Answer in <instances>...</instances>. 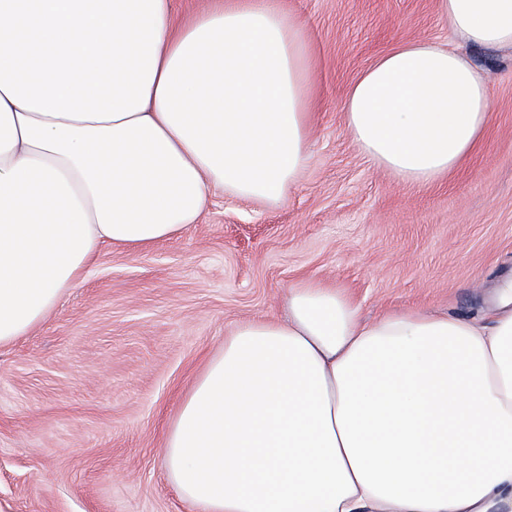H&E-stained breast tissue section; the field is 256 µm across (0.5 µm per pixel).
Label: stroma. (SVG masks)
Masks as SVG:
<instances>
[{"instance_id":"1","label":"stroma","mask_w":512,"mask_h":512,"mask_svg":"<svg viewBox=\"0 0 512 512\" xmlns=\"http://www.w3.org/2000/svg\"><path fill=\"white\" fill-rule=\"evenodd\" d=\"M304 24L318 107L311 164L272 205L216 195L147 248L105 245L56 308L0 346V512H194L170 481V421L240 322L286 313L303 279L364 320L398 307L483 317L512 275V47L463 43L437 0H283ZM455 48L489 87L481 151L410 186L350 142L351 84L402 41Z\"/></svg>"}]
</instances>
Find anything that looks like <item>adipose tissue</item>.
Returning a JSON list of instances; mask_svg holds the SVG:
<instances>
[{
	"mask_svg": "<svg viewBox=\"0 0 512 512\" xmlns=\"http://www.w3.org/2000/svg\"><path fill=\"white\" fill-rule=\"evenodd\" d=\"M455 33L512 46V0H438ZM315 81L280 0H0V346L106 244L150 246L228 192L283 201L311 161ZM482 75L427 40L351 85L352 144L406 185L480 144ZM239 323L172 419L168 476L198 512H512V282L486 317L289 288Z\"/></svg>",
	"mask_w": 512,
	"mask_h": 512,
	"instance_id": "adipose-tissue-1",
	"label": "adipose tissue"
}]
</instances>
